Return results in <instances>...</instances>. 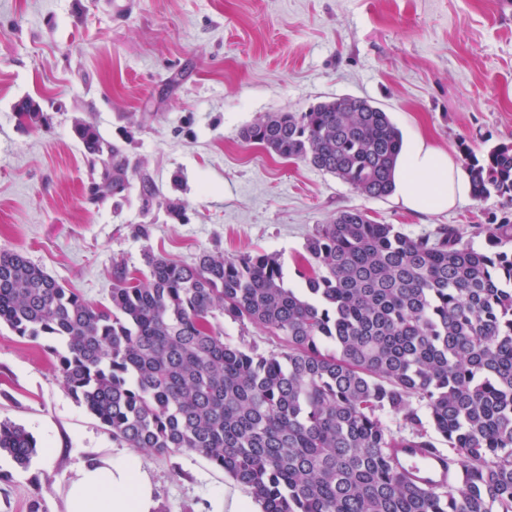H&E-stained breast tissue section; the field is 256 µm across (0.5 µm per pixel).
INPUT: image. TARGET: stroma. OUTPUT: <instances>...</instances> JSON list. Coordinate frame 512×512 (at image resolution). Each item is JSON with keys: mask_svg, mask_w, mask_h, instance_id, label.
I'll return each mask as SVG.
<instances>
[{"mask_svg": "<svg viewBox=\"0 0 512 512\" xmlns=\"http://www.w3.org/2000/svg\"><path fill=\"white\" fill-rule=\"evenodd\" d=\"M0 0V249L23 251L88 302L108 304L112 263L145 252L191 263L202 253L278 254L290 286L317 225L358 209L410 236L447 224L464 240L505 207L492 196L439 213L370 199L299 160L242 140L272 112L336 96L384 108L404 141L422 134L461 156L512 144V8L503 0ZM39 104L33 126L16 103ZM85 123L122 145L166 202L138 186L96 199ZM149 228L148 238L133 234ZM42 342L0 328V420L39 451L27 466L0 455V512H66L80 464L137 458L157 512H224L240 484L200 454L160 457L112 439L69 395Z\"/></svg>", "mask_w": 512, "mask_h": 512, "instance_id": "stroma-1", "label": "stroma"}]
</instances>
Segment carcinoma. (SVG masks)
<instances>
[{
    "instance_id": "obj_1",
    "label": "carcinoma",
    "mask_w": 512,
    "mask_h": 512,
    "mask_svg": "<svg viewBox=\"0 0 512 512\" xmlns=\"http://www.w3.org/2000/svg\"><path fill=\"white\" fill-rule=\"evenodd\" d=\"M76 133L107 156L97 198L134 175L145 206L161 198L122 146L90 126ZM241 138L374 199L393 193L404 145L385 110L353 96L269 113ZM464 155L473 198L512 205V145ZM473 234L486 248L445 224L411 237L341 210L307 239L301 288L272 253L187 264L148 252L141 277L113 263L108 306L0 250V326L45 342L68 393L113 439L197 452L260 512H512V217ZM221 317L263 329L280 351L224 339ZM393 448L444 454L461 476L417 485ZM36 453L25 427L0 421V454L26 466Z\"/></svg>"
}]
</instances>
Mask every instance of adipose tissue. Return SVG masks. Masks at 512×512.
I'll list each match as a JSON object with an SVG mask.
<instances>
[{
    "label": "adipose tissue",
    "instance_id": "ef3b65f1",
    "mask_svg": "<svg viewBox=\"0 0 512 512\" xmlns=\"http://www.w3.org/2000/svg\"><path fill=\"white\" fill-rule=\"evenodd\" d=\"M470 194V185L448 150L417 137L394 173V197L415 212H441ZM154 488L138 460L92 461L69 481L67 512H154Z\"/></svg>",
    "mask_w": 512,
    "mask_h": 512
}]
</instances>
